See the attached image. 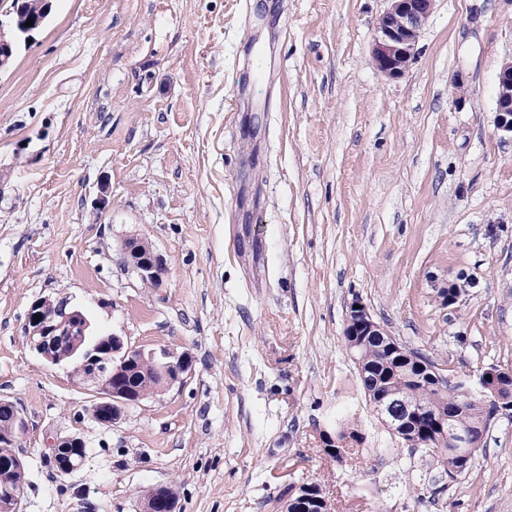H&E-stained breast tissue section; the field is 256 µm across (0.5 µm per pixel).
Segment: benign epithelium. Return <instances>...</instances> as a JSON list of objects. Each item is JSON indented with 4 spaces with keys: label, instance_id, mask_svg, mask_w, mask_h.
Segmentation results:
<instances>
[{
    "label": "benign epithelium",
    "instance_id": "benign-epithelium-1",
    "mask_svg": "<svg viewBox=\"0 0 512 512\" xmlns=\"http://www.w3.org/2000/svg\"><path fill=\"white\" fill-rule=\"evenodd\" d=\"M390 7L380 17L373 40L372 59L376 67L390 78L404 74L417 55V44L421 31L429 19L435 0H389ZM16 12L22 16L20 22L0 20V71L11 65V39L29 38L31 33L40 29L44 8L38 0H29L26 4L13 5L4 15ZM33 25H26V21ZM496 128L512 135V60L503 64L498 77V94L496 99ZM125 254L131 269L139 279L158 288L162 284L163 268L152 248L143 240L130 239L125 243ZM41 320L34 321L36 315ZM89 326L79 310L69 306V301L59 299H38L34 301L27 314L25 334L30 348L51 363L57 362L55 352L57 342L64 336L77 335L76 329ZM344 337L349 348L361 347L371 337H377L393 351L400 350L396 337L376 322L368 308L360 301L350 304L344 330ZM164 360V385L170 387L178 382L189 367L186 355H175L169 351L160 352ZM82 366L92 365L93 372L99 375L101 393L92 405L91 413L96 422L103 426L116 423L125 409L141 401L121 384L120 374L124 368L144 360L140 349L127 347L119 336H112L109 351L97 355V351L82 352L77 356ZM415 368L422 372L440 390L448 389V384L457 382L456 377L445 373L437 364H430L414 359ZM485 377L479 381L483 391L485 408L493 412L501 410V389L512 383V370L499 367L487 368ZM12 410L11 422L4 431L13 443L24 431V418L12 403L1 401L0 407ZM373 412L382 425L397 437L402 446L415 445L418 423L427 418L433 422L432 446L443 448L446 445L469 455L477 442L469 430L453 424L448 413L434 408H427L408 397L402 390L389 388L371 402ZM164 501L175 504L176 496L170 487H156L151 490L144 502L143 512H155L156 502ZM21 492L9 490L0 495V512H20Z\"/></svg>",
    "mask_w": 512,
    "mask_h": 512
}]
</instances>
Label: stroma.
<instances>
[{
  "label": "stroma",
  "instance_id": "1",
  "mask_svg": "<svg viewBox=\"0 0 512 512\" xmlns=\"http://www.w3.org/2000/svg\"><path fill=\"white\" fill-rule=\"evenodd\" d=\"M0 72V400L21 410L22 512H512V418L441 487L373 414L346 346L361 301L454 376L512 370V138L496 129L512 0H436L398 78L371 60L387 0H52ZM148 242L163 284L123 244ZM465 293L445 306L441 293ZM186 354L110 427L32 351L31 303ZM364 435L343 464L324 433ZM79 436L71 475L53 440ZM125 254L131 269L143 283L158 288L162 284L163 268L152 248L143 240L129 239ZM160 357L165 360L164 366V385L172 386L178 382L182 375L187 371L189 367V359L186 355H175L166 350L160 352ZM308 486H310L309 489H307ZM301 492L304 494L312 495V496L299 497V501L290 502V506L292 507V510H297V512H307L308 508H307L306 503L300 502V501L308 500V502H313L314 504L317 505L319 512H330L331 511L329 508L328 502L325 498H323L324 497L323 495H322L323 497L314 496V495H319L320 493L322 494V490L318 484L310 483V484L301 486L299 488V490L296 491V493L294 495H292L291 498L288 500L295 499ZM294 504H296L297 507L294 508L293 507ZM318 510H311V511H318Z\"/></svg>",
  "mask_w": 512,
  "mask_h": 512
}]
</instances>
